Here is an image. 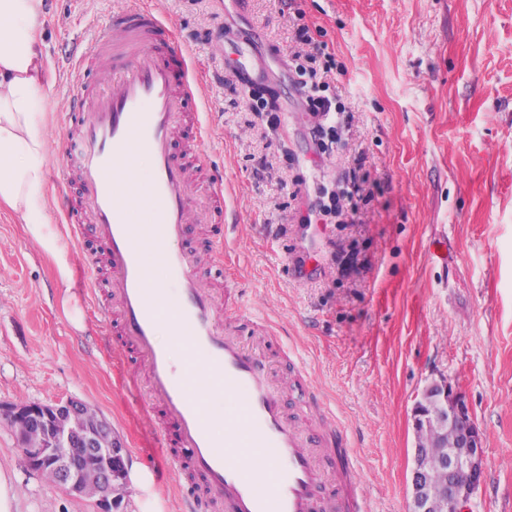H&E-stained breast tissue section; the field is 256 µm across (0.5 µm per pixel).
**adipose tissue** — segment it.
Listing matches in <instances>:
<instances>
[{"mask_svg":"<svg viewBox=\"0 0 512 512\" xmlns=\"http://www.w3.org/2000/svg\"><path fill=\"white\" fill-rule=\"evenodd\" d=\"M46 17V0H0V209L19 216L53 256L58 246L46 231Z\"/></svg>","mask_w":512,"mask_h":512,"instance_id":"1","label":"adipose tissue"}]
</instances>
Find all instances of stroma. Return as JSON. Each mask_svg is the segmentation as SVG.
Returning a JSON list of instances; mask_svg holds the SVG:
<instances>
[{"instance_id":"stroma-1","label":"stroma","mask_w":512,"mask_h":512,"mask_svg":"<svg viewBox=\"0 0 512 512\" xmlns=\"http://www.w3.org/2000/svg\"><path fill=\"white\" fill-rule=\"evenodd\" d=\"M167 21L188 57L208 135L203 164L223 176L231 218L221 243L204 227L188 240L211 288L240 294L239 331L269 345L279 377L297 357L306 388L286 394L304 424L321 421L316 389L354 450L366 512H408L423 387L447 377L484 438V479L473 512H512V0H141ZM123 0H48L44 40L52 75L51 162L65 148L57 114L72 72ZM308 24L333 55L330 94L338 150L317 155L294 84ZM261 67L237 68L238 51ZM359 168L368 194L356 219L299 224L305 188L339 190ZM50 229L64 264L0 211V404L79 399L104 416L128 451L122 512H179L173 479L141 473L162 456L155 420L122 380L120 355L80 290L93 237L68 242L55 178ZM0 467L21 490L16 512H98L94 500L47 484L0 419Z\"/></svg>"}]
</instances>
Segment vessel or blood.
I'll return each mask as SVG.
<instances>
[{"mask_svg":"<svg viewBox=\"0 0 512 512\" xmlns=\"http://www.w3.org/2000/svg\"><path fill=\"white\" fill-rule=\"evenodd\" d=\"M181 51L160 13L131 5L91 48L111 79L100 86L80 72L66 98L64 167L75 170L80 192L66 233L78 244L93 229L108 264L104 278L88 268L82 291H107L98 326L119 325L118 349L146 379L141 406L158 420L156 445L173 475L188 471L197 481L181 512H355L346 431H309L286 414L285 390L264 353L247 349L224 317L238 302L202 284L200 256L186 244L192 224L221 233L227 204L215 183L191 173L188 157L206 130L194 83L171 68ZM143 155L151 162L146 180ZM161 273L164 288L155 285ZM164 313L187 340L179 365L157 340ZM223 392L241 403L225 412L219 437L205 396Z\"/></svg>","mask_w":512,"mask_h":512,"instance_id":"b4317fda","label":"vessel or blood"}]
</instances>
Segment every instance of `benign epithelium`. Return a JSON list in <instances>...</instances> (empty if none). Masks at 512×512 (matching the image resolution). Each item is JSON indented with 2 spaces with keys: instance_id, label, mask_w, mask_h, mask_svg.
I'll return each instance as SVG.
<instances>
[{
  "instance_id": "benign-epithelium-1",
  "label": "benign epithelium",
  "mask_w": 512,
  "mask_h": 512,
  "mask_svg": "<svg viewBox=\"0 0 512 512\" xmlns=\"http://www.w3.org/2000/svg\"><path fill=\"white\" fill-rule=\"evenodd\" d=\"M17 432L29 468L50 484L95 499L98 512H121L127 494L126 446L111 424L85 402H36L0 406ZM415 434L431 430L434 439L453 432V447L432 461L429 449L415 443L410 470L409 512H469L484 477L482 434L468 404L446 378L430 381L412 409ZM447 472L438 486L433 469Z\"/></svg>"
}]
</instances>
